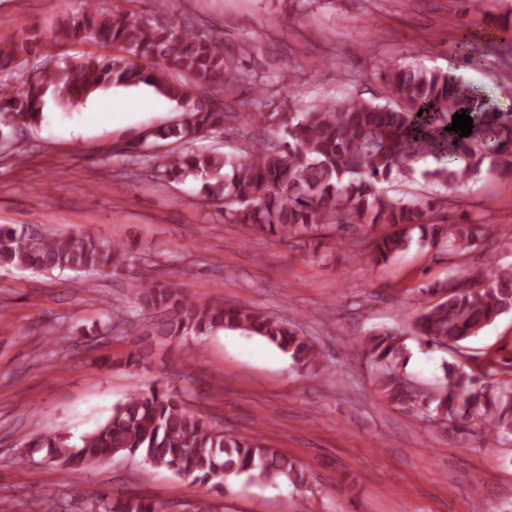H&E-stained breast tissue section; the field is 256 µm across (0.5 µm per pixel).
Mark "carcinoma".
<instances>
[{
	"label": "carcinoma",
	"instance_id": "cac0c4a2",
	"mask_svg": "<svg viewBox=\"0 0 512 512\" xmlns=\"http://www.w3.org/2000/svg\"><path fill=\"white\" fill-rule=\"evenodd\" d=\"M66 14L52 38L62 43L93 41L106 53L41 65L31 76L18 74L28 41L0 44V138L41 123L51 100L76 108L91 95L115 86H148L181 108L179 122L154 136L184 145L155 164L159 183L194 180L207 197L224 199V222L254 234L287 237L327 224H392L393 235L373 240L374 262H386L406 250L418 234L422 246L459 253L478 246L480 224H440L436 209L452 200L413 198L397 201L378 188L392 176H410L413 164L432 155L440 165L425 172L430 181L452 192L467 183L483 164L512 176V113L447 72L420 63L399 65L377 74L381 100L357 97L329 100L300 112H260L258 116L285 133L280 144L252 143L244 158L189 150L205 134L235 123L229 97L239 84H254L264 100L263 82L236 68L224 44L196 26V18L175 16L157 21L126 7L103 8L97 0ZM467 111L471 135L445 131L452 116ZM124 243L89 236H61L39 226L19 230L0 225V266L39 273L108 274L127 256ZM139 305L136 317L151 323L159 336L208 335L224 328L259 336L304 367L320 359L317 346L280 317L245 306L202 305L187 299L176 284L138 279L132 284ZM448 299L422 306L413 321L425 344L447 349L477 336L512 311V267L459 272L441 285ZM364 351L381 370L380 393L392 404L415 410L443 426L474 427L485 435L512 434V386H488L456 368L445 371L433 392L413 391L395 381L407 358L406 338L379 328L364 340ZM46 450V458L71 471L119 453L139 455L201 483L246 477L249 482L302 487L308 477L296 461L259 436L228 434L184 406L166 389L133 393L115 406L112 416L76 444L67 434L23 442ZM90 512H169L166 503L142 495L124 498L98 494Z\"/></svg>",
	"mask_w": 512,
	"mask_h": 512
}]
</instances>
